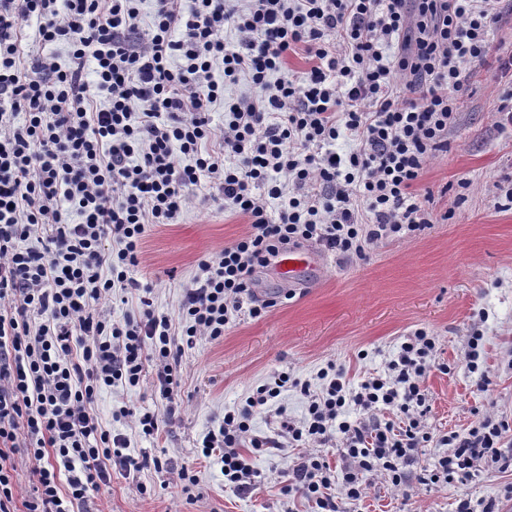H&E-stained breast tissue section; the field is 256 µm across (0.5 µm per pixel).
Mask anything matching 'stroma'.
<instances>
[{
  "label": "stroma",
  "instance_id": "stroma-1",
  "mask_svg": "<svg viewBox=\"0 0 512 512\" xmlns=\"http://www.w3.org/2000/svg\"><path fill=\"white\" fill-rule=\"evenodd\" d=\"M490 41L486 62L465 70L473 93L448 134L447 152L428 165L417 186L418 194L433 195L430 229L384 242L363 262L325 255L316 271L319 287L297 289L294 298L260 318L241 312L223 340H199L181 359L183 409L157 436L132 432L127 421L114 417L124 406L163 412L150 385L98 394L96 411L114 432L129 436L132 454L163 455L172 463L163 473L149 467L113 472L110 492L95 498L102 512H313L306 499L281 493L301 449L263 454L245 449L258 476L254 490L237 492L225 487L214 460L199 456L204 436L225 409L242 404L271 373L287 371L316 388L320 370L332 361L355 386L369 373L384 371L419 328L435 336L436 357L449 370L433 369L422 379L432 439L419 448L411 473L434 469L446 454L441 435L464 432L487 414L512 422V208L494 187L500 175L512 171V129L500 125L498 70L499 59L512 56V0H505ZM463 179L469 183L464 191L458 187ZM189 196L176 223L149 226L134 271L138 280L154 282V307L172 318L199 259L248 230L244 217L202 204V190L190 189ZM475 331L483 336L476 374L465 358ZM483 373L491 380L485 391L478 384ZM184 466L195 471L194 486L179 480ZM464 498L476 512L488 503L497 512H512V467L476 474L462 485L418 483L407 494L378 477L349 510L455 512Z\"/></svg>",
  "mask_w": 512,
  "mask_h": 512
}]
</instances>
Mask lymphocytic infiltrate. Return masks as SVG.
<instances>
[{
    "instance_id": "obj_1",
    "label": "lymphocytic infiltrate",
    "mask_w": 512,
    "mask_h": 512,
    "mask_svg": "<svg viewBox=\"0 0 512 512\" xmlns=\"http://www.w3.org/2000/svg\"><path fill=\"white\" fill-rule=\"evenodd\" d=\"M502 15L503 0H0V512H79L91 493L109 492L111 462L167 470L161 457L129 454V438L92 406L153 368L163 412L119 416L157 435L179 406L185 350L223 339L241 310L256 318L293 298L256 300L255 268L306 242L364 261L370 247L430 229L416 185L447 151L472 93L463 69L485 61ZM31 24L38 47L24 54ZM46 45L62 47L66 63ZM299 53L309 66L294 74L287 60ZM342 136L354 144L345 154L331 148ZM203 182L204 202L244 216L249 230L199 260L175 323L132 271L147 227L176 223ZM131 292L136 312L113 320L106 302ZM435 365L436 339L420 328L386 373L356 387L333 363L316 393L272 373L225 411L201 454L247 491L256 472L243 445L263 453L340 437L342 474L308 454L282 491L344 512L376 474L397 486L414 478L407 466L432 438L421 380ZM291 388L308 397L303 420L251 435L254 415ZM352 407L360 418H347ZM387 409L402 426L375 420ZM511 427L482 417L441 436L447 455L415 478L453 485L479 461L512 466L501 451ZM20 452L32 465L23 496Z\"/></svg>"
}]
</instances>
